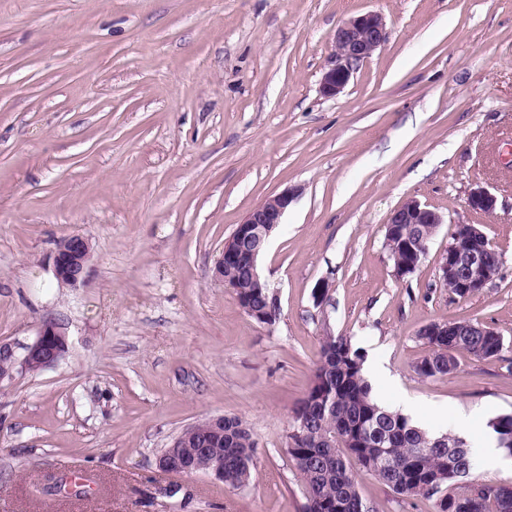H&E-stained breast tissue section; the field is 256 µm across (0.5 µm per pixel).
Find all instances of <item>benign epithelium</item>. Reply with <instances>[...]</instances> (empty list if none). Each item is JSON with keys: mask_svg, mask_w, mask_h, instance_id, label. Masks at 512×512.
Listing matches in <instances>:
<instances>
[{"mask_svg": "<svg viewBox=\"0 0 512 512\" xmlns=\"http://www.w3.org/2000/svg\"><path fill=\"white\" fill-rule=\"evenodd\" d=\"M388 32L382 14L367 12L343 21L333 35L334 52L328 68L321 79V93L334 98L344 91L360 65L386 42ZM298 197V189L285 188L252 208L233 234L224 242V252L216 262L215 279L224 288L235 291L236 285L224 280V265L245 268L247 277L255 287H262L264 276L260 270V248H251L248 243L255 237L263 238L282 223L284 215ZM498 198L488 189L478 185L467 197L470 210L483 215H492L497 209ZM389 224H428L430 230L443 223V216L434 209L410 199L394 210ZM474 243L467 249L453 248L438 264L439 279L443 284L453 283L454 292L466 288H483L491 281L487 266L486 245L482 244L485 233L481 226H472ZM92 249L87 239L74 236L69 247H58L50 254L49 263L54 277L73 288L85 285L90 277ZM67 328L56 321L40 324L35 340L26 347L24 357L17 359L13 347L0 342V359L11 367L20 366L29 371L42 370L58 363L67 349ZM160 472L178 477L196 473L194 454L173 453L157 460Z\"/></svg>", "mask_w": 512, "mask_h": 512, "instance_id": "7a95c632", "label": "benign epithelium"}]
</instances>
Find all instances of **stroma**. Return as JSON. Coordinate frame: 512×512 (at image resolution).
<instances>
[{"instance_id": "1", "label": "stroma", "mask_w": 512, "mask_h": 512, "mask_svg": "<svg viewBox=\"0 0 512 512\" xmlns=\"http://www.w3.org/2000/svg\"><path fill=\"white\" fill-rule=\"evenodd\" d=\"M369 11L387 42L322 96L336 27ZM509 146L512 0H0V342L23 354L53 319L69 343L0 380V512H303L286 440L328 333L380 359L379 402L426 430L475 414L476 447L512 412ZM477 183L494 215L468 208ZM287 187L300 195L260 260L279 307L267 326L213 268ZM410 199L444 222L400 278L386 222ZM459 224L503 257L465 298L438 276ZM69 235L92 246L80 288L48 266ZM433 321L493 329L503 358L461 352L421 377ZM222 414L255 433L248 488L158 471L173 437ZM64 475L87 498L45 492ZM358 482L375 512H433Z\"/></svg>"}]
</instances>
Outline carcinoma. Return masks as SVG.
I'll return each mask as SVG.
<instances>
[{
	"label": "carcinoma",
	"mask_w": 512,
	"mask_h": 512,
	"mask_svg": "<svg viewBox=\"0 0 512 512\" xmlns=\"http://www.w3.org/2000/svg\"><path fill=\"white\" fill-rule=\"evenodd\" d=\"M385 239L392 259L406 258L400 241L427 245L431 239L422 224H388ZM224 277L237 282L245 313L262 319L272 305L268 288H253L235 267ZM434 335L419 334L430 348L417 365L424 378H441L457 369L456 353L477 359L496 357L504 350L494 330L457 321L433 325ZM286 452L299 472L306 494L305 512H373L359 490L357 474L374 477L405 500H432L435 512H512V486L491 485L474 475L473 454L455 434H433L412 419L384 407L372 394L363 373V355L347 336L322 338L320 356L308 390L295 410ZM496 439L512 441V412L489 421ZM256 439L238 416L224 417V485L243 489L252 481Z\"/></svg>",
	"instance_id": "obj_1"
}]
</instances>
